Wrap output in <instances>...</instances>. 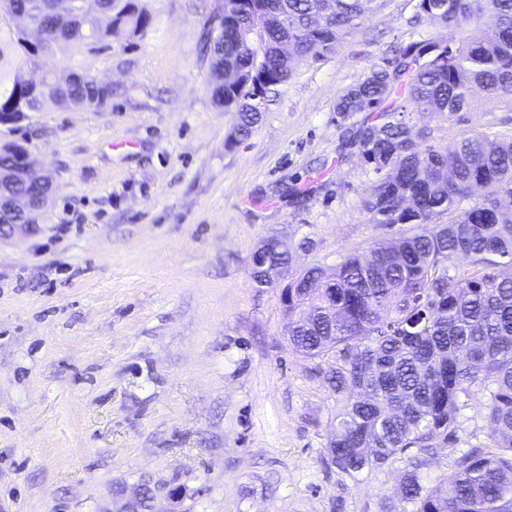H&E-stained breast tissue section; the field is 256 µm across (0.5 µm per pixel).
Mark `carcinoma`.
Listing matches in <instances>:
<instances>
[{
  "mask_svg": "<svg viewBox=\"0 0 512 512\" xmlns=\"http://www.w3.org/2000/svg\"><path fill=\"white\" fill-rule=\"evenodd\" d=\"M84 2L116 20L99 40L61 20L46 0H0L1 115L49 103L97 108L112 98V88L101 91L86 71L57 86L50 60L63 47H108L145 31L152 18L135 0ZM380 7L381 0H288L285 10L281 0H247L231 8L224 40L210 39L212 99L237 114L238 135H250L265 97L223 88L224 69L274 92L300 65L335 54ZM422 17L438 24L436 32L396 48L393 68H368L334 106L346 143L375 178L362 209L375 224H412L416 232L300 272L292 265L305 242L270 237L250 262L286 274L289 343L313 359L336 353L330 465L355 478L405 458L411 469L401 496L411 512H512V273L496 271L502 259L512 267V208L490 199L512 195V137L476 131L435 146L430 133L411 134L406 118L467 112L476 87L487 100L512 96V0H417L415 18ZM256 27L260 52L241 50ZM285 40L294 45L287 56ZM28 65L44 67L41 85L27 82ZM26 155L21 143L0 145V168L19 167ZM49 187L48 176L32 174L6 189L37 197ZM477 187L487 199L464 205ZM446 214L452 219L444 223ZM461 255L469 259L464 270L455 264ZM473 394L484 399L494 451H462L451 483L423 486L420 457L459 442L458 415Z\"/></svg>",
  "mask_w": 512,
  "mask_h": 512,
  "instance_id": "cac0c4a2",
  "label": "carcinoma"
}]
</instances>
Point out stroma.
Listing matches in <instances>:
<instances>
[{"instance_id":"obj_1","label":"stroma","mask_w":512,"mask_h":512,"mask_svg":"<svg viewBox=\"0 0 512 512\" xmlns=\"http://www.w3.org/2000/svg\"><path fill=\"white\" fill-rule=\"evenodd\" d=\"M153 21L95 51H67L112 87L101 108L55 107L0 124L53 189L35 223L0 231V512H116L150 483L155 512H403L405 460L352 479L327 463L335 354L296 352L276 288L250 255L271 235L333 265L410 234L360 207L373 177L347 146L338 96L391 45L434 32L416 0H384L331 59L270 94L251 135L206 89L216 0H141ZM431 142L512 134L505 97L447 119L416 112ZM481 395L459 447L437 449L427 486L459 448L490 447Z\"/></svg>"}]
</instances>
